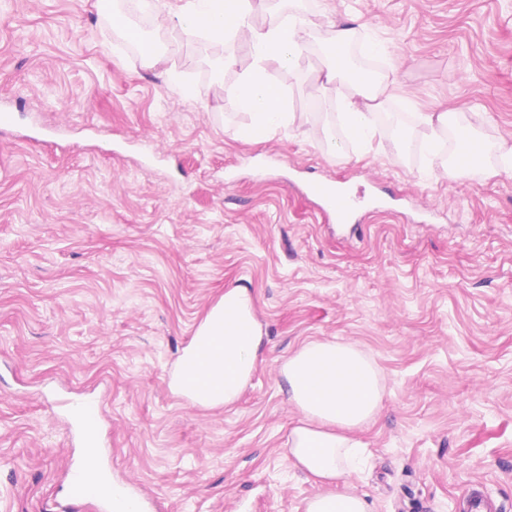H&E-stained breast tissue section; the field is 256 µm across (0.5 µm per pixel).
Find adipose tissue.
<instances>
[{
    "mask_svg": "<svg viewBox=\"0 0 512 512\" xmlns=\"http://www.w3.org/2000/svg\"><path fill=\"white\" fill-rule=\"evenodd\" d=\"M269 0H183L164 19L167 27L188 34L204 33L214 43L234 38L246 44L252 64L234 89L239 108L251 121L239 129L256 139L293 124L294 112L282 85L267 72L270 64L293 69L307 55L314 24L285 12L277 22L261 26L256 14ZM314 86L336 84L340 120L349 138L369 140L376 133L373 117L388 99L387 77L353 76L334 57H323L312 77ZM266 353V338L256 316L251 288L225 290L197 325L189 345L175 360L170 389L202 408L236 403ZM287 401L298 420L288 434V458L309 476L327 484L328 492L312 498L306 512H369L349 481L363 454L355 431L378 414L384 397L380 369L358 347L328 340L304 341L282 363Z\"/></svg>",
    "mask_w": 512,
    "mask_h": 512,
    "instance_id": "ef3b65f1",
    "label": "adipose tissue"
}]
</instances>
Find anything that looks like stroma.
<instances>
[{
  "instance_id": "35a3bbf8",
  "label": "stroma",
  "mask_w": 512,
  "mask_h": 512,
  "mask_svg": "<svg viewBox=\"0 0 512 512\" xmlns=\"http://www.w3.org/2000/svg\"><path fill=\"white\" fill-rule=\"evenodd\" d=\"M156 68L116 37L108 0H0V512H55L81 451L68 402L103 407V461L144 512H306L320 492L286 455L297 416L280 366L310 339L357 345L384 378L351 482L371 512H512V170L433 178L448 160L346 137L319 53L269 65L295 114L265 139L171 34ZM386 49V111L423 112L512 145V0H302ZM173 70L178 84L160 73ZM363 202L337 226L303 179ZM251 288L268 353L228 408L187 404L172 364L226 287Z\"/></svg>"
}]
</instances>
